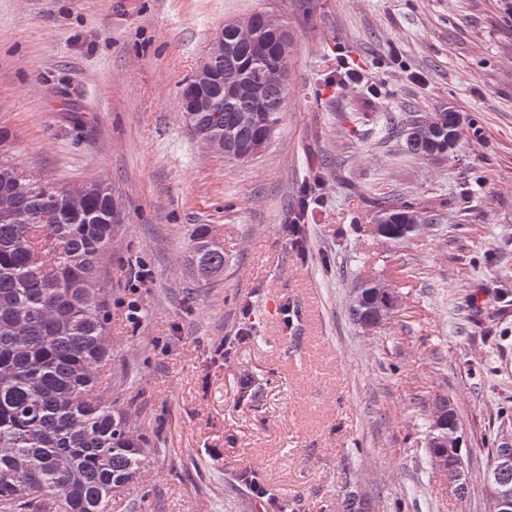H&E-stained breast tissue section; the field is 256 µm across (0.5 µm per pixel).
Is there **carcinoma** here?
I'll list each match as a JSON object with an SVG mask.
<instances>
[{
  "label": "carcinoma",
  "instance_id": "cac0c4a2",
  "mask_svg": "<svg viewBox=\"0 0 512 512\" xmlns=\"http://www.w3.org/2000/svg\"><path fill=\"white\" fill-rule=\"evenodd\" d=\"M256 35L269 44L259 61L238 49L211 58L210 83L182 86L191 99L183 113L194 135L245 146L282 121V87L262 97L224 96V78L247 87L277 64L275 30L253 14ZM254 112L257 121L242 116ZM453 112L414 118L401 149L424 159L448 154ZM9 133L0 127V512H105L107 502L133 480L144 449L130 433L124 412L96 392L100 368L110 356L108 305L101 271L125 213L112 201V184L43 182L5 158ZM423 220L407 201L381 208L376 234L385 244L405 237V220ZM196 225L189 240V274L199 288L224 275V247ZM362 303L349 302L353 324L374 318L376 289ZM485 475L512 489V447L493 443ZM455 495L469 493L466 468L448 474Z\"/></svg>",
  "mask_w": 512,
  "mask_h": 512
}]
</instances>
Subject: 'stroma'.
<instances>
[{"instance_id":"35a3bbf8","label":"stroma","mask_w":512,"mask_h":512,"mask_svg":"<svg viewBox=\"0 0 512 512\" xmlns=\"http://www.w3.org/2000/svg\"><path fill=\"white\" fill-rule=\"evenodd\" d=\"M280 15L285 112L265 151L202 150L179 91L225 21ZM358 81L330 83L339 61ZM458 112L445 158L402 153L409 113ZM15 164L98 178L126 221L105 272L111 358L100 382L145 450L106 512H485L490 433L512 415V24L500 0H0V126ZM332 174L304 227L298 187ZM431 225L385 247L384 202ZM215 227L224 276L196 287L193 225ZM403 306L374 335L348 316L360 273ZM138 317H130V306ZM453 403L470 494L432 476L421 427Z\"/></svg>"}]
</instances>
